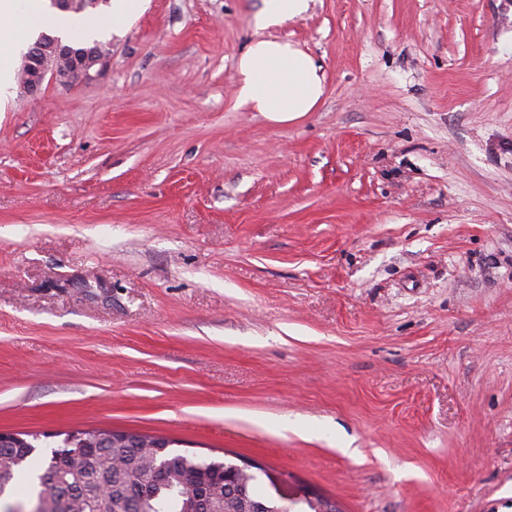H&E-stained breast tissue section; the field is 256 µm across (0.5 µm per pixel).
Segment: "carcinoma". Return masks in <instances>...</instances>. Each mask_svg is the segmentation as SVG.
<instances>
[{"label": "carcinoma", "instance_id": "1", "mask_svg": "<svg viewBox=\"0 0 512 512\" xmlns=\"http://www.w3.org/2000/svg\"><path fill=\"white\" fill-rule=\"evenodd\" d=\"M17 446L0 447V496L14 484L31 457L39 436L27 439L18 434ZM80 448L74 442L58 445L36 475L29 497L8 508V512H117L120 502L130 498L133 512H238L237 501L244 493L260 494V479L252 476L242 487L224 480L216 460L189 456L167 447ZM77 458L62 471L55 460L59 453ZM165 475L155 479L152 469Z\"/></svg>", "mask_w": 512, "mask_h": 512}]
</instances>
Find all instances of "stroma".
Listing matches in <instances>:
<instances>
[{
    "label": "stroma",
    "mask_w": 512,
    "mask_h": 512,
    "mask_svg": "<svg viewBox=\"0 0 512 512\" xmlns=\"http://www.w3.org/2000/svg\"><path fill=\"white\" fill-rule=\"evenodd\" d=\"M261 8L145 0L104 75L0 101V432L512 512V0H312L288 125L235 104Z\"/></svg>",
    "instance_id": "1"
}]
</instances>
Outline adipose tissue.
Instances as JSON below:
<instances>
[{
	"mask_svg": "<svg viewBox=\"0 0 512 512\" xmlns=\"http://www.w3.org/2000/svg\"><path fill=\"white\" fill-rule=\"evenodd\" d=\"M311 0H263L255 25L264 38L253 41L237 61L238 107L261 113L279 125L297 122L315 111L325 92L324 75L312 57L295 43L274 36V29L302 17ZM104 23L88 14H53L44 0H0V97L12 84L14 55L49 26L62 38L80 31L96 34Z\"/></svg>",
	"mask_w": 512,
	"mask_h": 512,
	"instance_id": "obj_1",
	"label": "adipose tissue"
}]
</instances>
